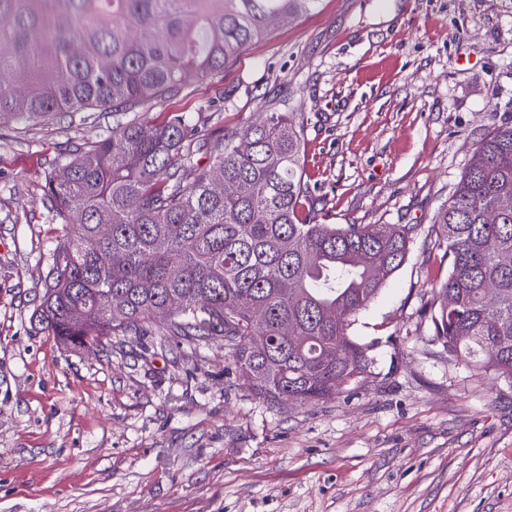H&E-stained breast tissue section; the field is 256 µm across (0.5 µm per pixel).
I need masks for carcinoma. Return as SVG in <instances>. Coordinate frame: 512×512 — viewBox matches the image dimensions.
Instances as JSON below:
<instances>
[{
    "label": "carcinoma",
    "instance_id": "1",
    "mask_svg": "<svg viewBox=\"0 0 512 512\" xmlns=\"http://www.w3.org/2000/svg\"><path fill=\"white\" fill-rule=\"evenodd\" d=\"M320 2L0 0V122L116 118L46 176L61 231L41 329L74 349L150 328L198 346L220 338L240 385L273 402H319L371 374L352 317L404 264L417 225L319 223L298 112L206 133L187 112L147 118L186 74L224 72L276 21ZM474 155L434 215L449 267L431 302L434 340L512 379V126Z\"/></svg>",
    "mask_w": 512,
    "mask_h": 512
}]
</instances>
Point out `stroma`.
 Returning a JSON list of instances; mask_svg holds the SVG:
<instances>
[{
	"mask_svg": "<svg viewBox=\"0 0 512 512\" xmlns=\"http://www.w3.org/2000/svg\"><path fill=\"white\" fill-rule=\"evenodd\" d=\"M151 112L308 119L324 224H415L350 333L371 376L315 404L240 385L221 340L146 332L73 350L35 324L54 160L111 113L0 124V512H512V381L449 359L422 307L448 277L433 215L512 126V0H321Z\"/></svg>",
	"mask_w": 512,
	"mask_h": 512,
	"instance_id": "stroma-1",
	"label": "stroma"
}]
</instances>
